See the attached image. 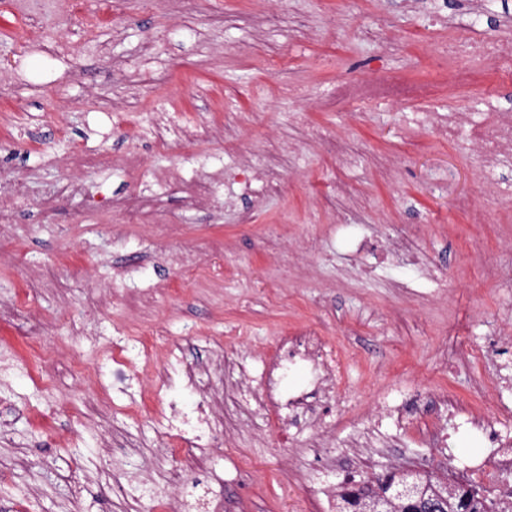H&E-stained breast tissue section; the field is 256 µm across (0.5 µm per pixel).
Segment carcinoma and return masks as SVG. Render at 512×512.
Instances as JSON below:
<instances>
[{"label":"carcinoma","mask_w":512,"mask_h":512,"mask_svg":"<svg viewBox=\"0 0 512 512\" xmlns=\"http://www.w3.org/2000/svg\"><path fill=\"white\" fill-rule=\"evenodd\" d=\"M401 479L398 472L356 481L347 478L338 486L336 508L339 512H360L365 506L382 498L390 483ZM419 493L397 503L394 512H419L424 501L442 499L447 512H512V504L501 501L493 504L489 496L473 485L457 483L447 478L441 479L429 473L417 475Z\"/></svg>","instance_id":"obj_1"}]
</instances>
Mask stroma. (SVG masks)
Wrapping results in <instances>:
<instances>
[{
    "label": "stroma",
    "instance_id": "35a3bbf8",
    "mask_svg": "<svg viewBox=\"0 0 512 512\" xmlns=\"http://www.w3.org/2000/svg\"><path fill=\"white\" fill-rule=\"evenodd\" d=\"M28 0H0V512H153L146 484L184 465L160 426L163 393L97 402L76 359L104 363L113 344L155 325L185 358L272 354L306 330L343 358L350 393L328 400L327 474L273 415L238 424L208 449L224 512H313L310 483L407 467L462 479L488 456L452 418L439 448L419 439L413 392L444 394L455 417L512 409V156L493 171L463 144L409 125L419 101L322 112L314 96L378 55L408 80L440 83L429 63L440 32L425 0H120L98 28ZM308 84L288 100L278 87ZM512 113V84L486 69L432 101L477 124ZM203 124L204 142L180 139ZM109 157L91 169L77 158ZM257 158L275 193L190 208V183ZM82 183L76 198L66 180ZM144 202L139 223L121 206ZM251 223H241L242 213ZM418 263L378 264L358 237ZM404 425L384 422V452L352 442L389 390ZM82 488L73 496L72 485Z\"/></svg>",
    "mask_w": 512,
    "mask_h": 512
}]
</instances>
